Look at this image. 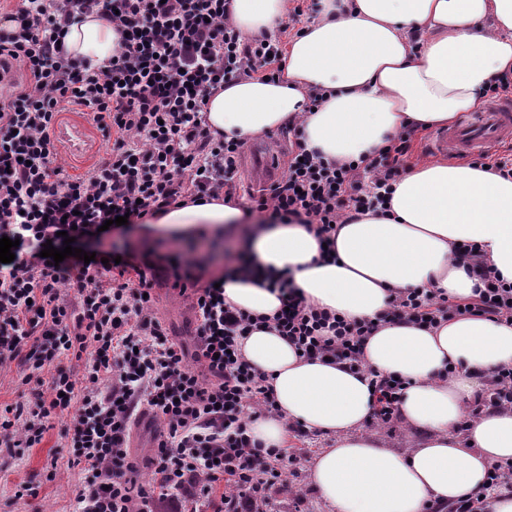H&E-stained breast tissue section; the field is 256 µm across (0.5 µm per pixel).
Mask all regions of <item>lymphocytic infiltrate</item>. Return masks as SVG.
<instances>
[{"mask_svg":"<svg viewBox=\"0 0 512 512\" xmlns=\"http://www.w3.org/2000/svg\"><path fill=\"white\" fill-rule=\"evenodd\" d=\"M231 0H17L0 28V81L18 66L26 85L0 98V237L16 240L12 262L0 263V366L16 365L23 383L66 353L86 360L83 371L57 369L49 396L6 407L0 446L39 444L53 419L70 420L74 464L85 473L76 512H151L153 498L224 492L213 512H253L292 456L267 448L250 433L251 414H276L264 375L242 353L259 327L278 332L308 359L363 367V348L381 323L434 326L465 314L512 321V283L504 282L472 244L455 246L469 259L475 294L454 300L437 288L394 293L374 319L348 321L309 305L292 275L262 282L280 293L273 316L252 315L224 300L223 288L200 283L192 265H164L148 254L62 262L42 257L45 244L97 238L106 221L129 223L183 201L236 195L244 144L213 137L202 114L208 98L239 78L279 79L283 49L272 38L248 39L234 24ZM98 10L121 33L120 49L92 68L59 43L64 27ZM69 107L90 112L112 140L107 158L84 177L66 174L51 139L57 115ZM292 136L285 175L251 196V211L282 224H301L332 253L336 227L367 211H385L407 170L416 134L403 127L382 149L356 160H331L307 150L302 123ZM135 279H128L127 271ZM193 288L196 349L173 342L152 314L160 273ZM70 299H63L62 289ZM373 419L398 418L403 382L372 379ZM146 407L159 421L148 458L157 482L136 489L126 435L130 418ZM512 493V461L494 464L487 489L427 512H487V490Z\"/></svg>","mask_w":512,"mask_h":512,"instance_id":"obj_1","label":"lymphocytic infiltrate"}]
</instances>
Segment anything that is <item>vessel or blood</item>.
Segmentation results:
<instances>
[{
    "label": "vessel or blood",
    "instance_id": "obj_1",
    "mask_svg": "<svg viewBox=\"0 0 512 512\" xmlns=\"http://www.w3.org/2000/svg\"><path fill=\"white\" fill-rule=\"evenodd\" d=\"M52 137L62 150L86 160L93 153L96 133L81 113L70 112L55 125ZM502 143H512V96L493 100L478 112L460 113L452 125L432 135L425 147L431 152L475 157Z\"/></svg>",
    "mask_w": 512,
    "mask_h": 512
}]
</instances>
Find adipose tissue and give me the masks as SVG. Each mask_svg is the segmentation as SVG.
Listing matches in <instances>:
<instances>
[{"label":"adipose tissue","instance_id":"obj_1","mask_svg":"<svg viewBox=\"0 0 512 512\" xmlns=\"http://www.w3.org/2000/svg\"><path fill=\"white\" fill-rule=\"evenodd\" d=\"M289 0H232L244 33L273 31ZM118 33L89 15L70 26L68 51L104 65ZM512 75V0H320L317 19L293 37L277 82L225 83L205 108L210 131L247 140L304 119L308 148L351 160L378 150L402 126H447L477 109L493 79ZM326 90L316 111L308 92ZM238 207L214 200L178 205L146 219V232L170 237L245 235L255 261L288 270L308 303L349 319L387 308L395 288L434 285L454 298L475 285L451 250L473 243L500 277L512 282V178L477 164L445 159L413 168L394 189L386 215L339 225L336 259L320 258L314 234L300 224L242 228ZM243 311L273 315L277 294L252 281L224 286ZM246 359L265 374L279 415L254 420L264 446L288 442L287 423L333 435V447L310 462L308 475L329 512H423L430 501L454 502L482 490L491 464L512 461V411L464 412L487 391L494 370L512 366V322L463 315L433 327L383 324L364 347V372L299 357L270 330L252 331ZM396 375L403 423L422 433L406 452L387 448L366 428L375 397L366 372Z\"/></svg>","mask_w":512,"mask_h":512}]
</instances>
